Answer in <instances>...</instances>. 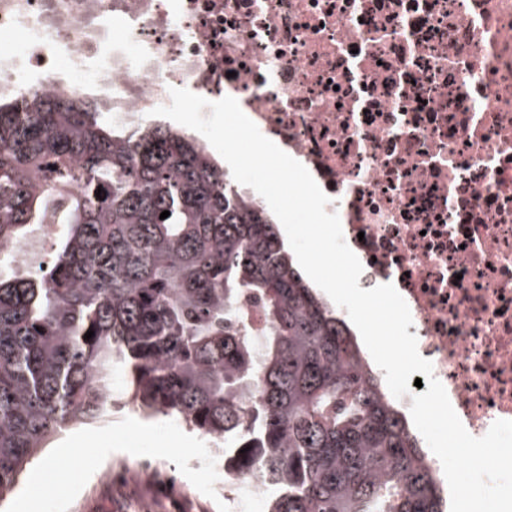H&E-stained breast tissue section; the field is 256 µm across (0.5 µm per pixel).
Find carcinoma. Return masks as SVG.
<instances>
[{
    "mask_svg": "<svg viewBox=\"0 0 512 512\" xmlns=\"http://www.w3.org/2000/svg\"><path fill=\"white\" fill-rule=\"evenodd\" d=\"M110 111L0 92V246L59 227L25 277L0 250V497L64 429L112 414L118 374L143 412L262 476L267 512H448L420 439L274 216L194 137ZM243 295L262 302L259 355Z\"/></svg>",
    "mask_w": 512,
    "mask_h": 512,
    "instance_id": "1",
    "label": "carcinoma"
}]
</instances>
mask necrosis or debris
Masks as SVG:
<instances>
[{
  "label": "necrosis or debris",
  "instance_id": "1",
  "mask_svg": "<svg viewBox=\"0 0 512 512\" xmlns=\"http://www.w3.org/2000/svg\"><path fill=\"white\" fill-rule=\"evenodd\" d=\"M0 88L93 93L135 127L231 95L330 197L359 285L394 284L465 429L512 420V0H0ZM224 479L258 512L257 476Z\"/></svg>",
  "mask_w": 512,
  "mask_h": 512
}]
</instances>
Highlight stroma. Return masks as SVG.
I'll return each instance as SVG.
<instances>
[{
    "label": "stroma",
    "mask_w": 512,
    "mask_h": 512,
    "mask_svg": "<svg viewBox=\"0 0 512 512\" xmlns=\"http://www.w3.org/2000/svg\"><path fill=\"white\" fill-rule=\"evenodd\" d=\"M207 445V437L186 425L171 427L166 417L142 416L129 396L118 392L109 418L73 426L43 450L15 491L0 499V512H137L138 500L147 494L155 499L156 512H225L215 477L192 465ZM146 452L179 468V490L144 484L119 492L102 481L111 464H134Z\"/></svg>",
    "instance_id": "1"
}]
</instances>
